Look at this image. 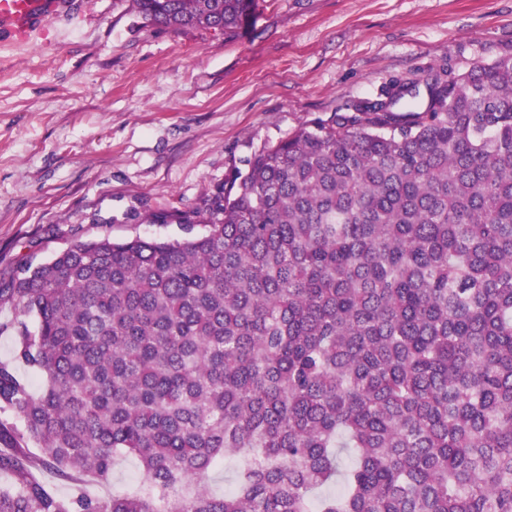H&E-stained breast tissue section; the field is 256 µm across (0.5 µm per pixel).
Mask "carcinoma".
Wrapping results in <instances>:
<instances>
[{
    "instance_id": "1",
    "label": "carcinoma",
    "mask_w": 512,
    "mask_h": 512,
    "mask_svg": "<svg viewBox=\"0 0 512 512\" xmlns=\"http://www.w3.org/2000/svg\"><path fill=\"white\" fill-rule=\"evenodd\" d=\"M134 4L227 32L254 0ZM244 166L148 218L202 235L77 241L0 287V512H512V54L393 78ZM124 454L135 489L92 495Z\"/></svg>"
}]
</instances>
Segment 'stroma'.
<instances>
[{
  "label": "stroma",
  "instance_id": "1",
  "mask_svg": "<svg viewBox=\"0 0 512 512\" xmlns=\"http://www.w3.org/2000/svg\"><path fill=\"white\" fill-rule=\"evenodd\" d=\"M512 52V0H254L223 33L73 0L0 38V285L77 241L182 239L149 224L223 187L255 150L391 77Z\"/></svg>",
  "mask_w": 512,
  "mask_h": 512
}]
</instances>
